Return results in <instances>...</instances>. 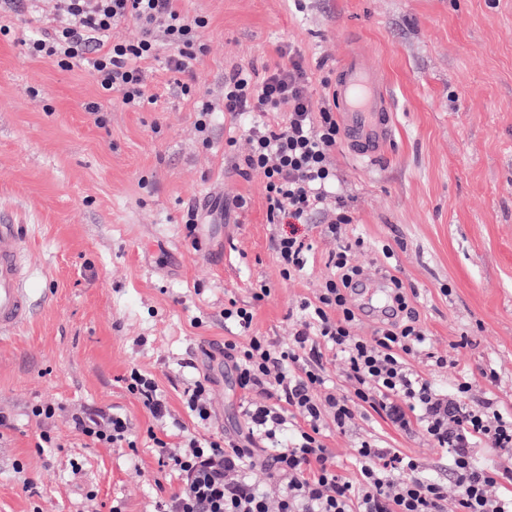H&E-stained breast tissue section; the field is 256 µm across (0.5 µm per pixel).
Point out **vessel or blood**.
Segmentation results:
<instances>
[{
  "label": "vessel or blood",
  "mask_w": 512,
  "mask_h": 512,
  "mask_svg": "<svg viewBox=\"0 0 512 512\" xmlns=\"http://www.w3.org/2000/svg\"><path fill=\"white\" fill-rule=\"evenodd\" d=\"M333 95L350 154L367 164L381 159L394 138L393 108L382 72L362 53H352L338 69ZM30 274L21 225L0 223V341L15 336L34 317Z\"/></svg>",
  "instance_id": "b4317fda"
}]
</instances>
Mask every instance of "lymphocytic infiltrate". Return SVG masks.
<instances>
[{
    "label": "lymphocytic infiltrate",
    "instance_id": "1",
    "mask_svg": "<svg viewBox=\"0 0 512 512\" xmlns=\"http://www.w3.org/2000/svg\"><path fill=\"white\" fill-rule=\"evenodd\" d=\"M127 20L141 27L138 41L113 39V29ZM206 24L204 17L183 13L177 0H56L55 25L27 44L30 55L50 59L60 69L87 66L100 96L118 94L136 112L154 103L147 93L145 60L163 59L166 70L179 76L178 92L196 98L195 126L204 138L217 112L287 111L285 124L250 127L251 148L241 173L262 177L268 223L293 227L325 211L323 233L337 241L327 262L331 274L315 300L301 302L302 316L288 344L252 335L253 305L225 304L224 320L237 333L225 338L224 358L245 396V428L188 436L177 448L154 438L160 470L179 482L159 501L157 512H512V415L491 401L469 400L466 379L456 380L452 392L444 394L411 368L410 358L420 354L439 366L446 362L432 351L413 314L414 290L389 276L394 318L382 321L369 337L353 331L359 311L351 293L361 270L351 261L354 241L342 238L343 225L353 218L335 193L332 151L341 131L329 98H313L307 70L293 48L287 64L261 78L241 69L229 72L221 102L198 95L182 76L202 52L196 31ZM162 43L169 47L164 56L158 53ZM274 246L288 279L304 269L313 248L293 230L278 235ZM332 350L344 360L351 394H336L326 385L324 357ZM123 381L153 420H166L168 406L151 374L133 367ZM364 404L442 448L447 478L430 476L418 459L372 438L355 450L357 477L342 474L323 443L325 426L331 422L345 430L355 408ZM72 423L92 443L137 448V437L120 413L76 412ZM479 444L500 451V461L482 463L474 453ZM259 465L269 475L263 486L251 479ZM451 485L457 489L453 502Z\"/></svg>",
    "mask_w": 512,
    "mask_h": 512
}]
</instances>
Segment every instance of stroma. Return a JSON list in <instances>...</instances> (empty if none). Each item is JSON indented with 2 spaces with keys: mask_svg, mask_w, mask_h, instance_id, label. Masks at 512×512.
<instances>
[{
  "mask_svg": "<svg viewBox=\"0 0 512 512\" xmlns=\"http://www.w3.org/2000/svg\"><path fill=\"white\" fill-rule=\"evenodd\" d=\"M207 18L205 51L191 69L199 94L217 96L225 73L263 74L281 50L303 53L314 96L336 80L343 59L362 49L387 82L393 144L365 165L338 141L336 191L354 221L348 239L366 279L390 271L416 296L412 305L431 346L451 366L411 361L449 388L457 377L470 398L512 414V0H179ZM54 0L0 14L13 30L0 41V221L23 225L36 315L0 344V410L17 428L0 444V512H153L178 487L160 472L150 433L179 444L196 435L243 428L240 392L221 352L230 329L225 302L255 307L252 332L287 343L293 313L315 299L336 249L321 236L322 216L299 225L314 239L301 275L283 278L274 250L278 226L266 219L263 180L236 171L249 151V117L216 113L210 144L195 130L194 102L175 91V74L149 60L148 94L157 102L127 110L99 97L88 69L69 71L30 56L23 42L53 24ZM99 102L104 126L86 111ZM235 146H227V138ZM244 197L247 205L217 213ZM201 215L198 244L185 236L188 207ZM264 300L252 299L258 283ZM153 374L170 416L154 422L122 381L130 367ZM494 370L495 381L484 378ZM213 380L210 423L189 415L182 391ZM58 405L51 422L60 445L35 446L31 404ZM119 412L138 448H104L77 436L71 414ZM417 458L443 474L445 454L403 433L370 408L324 443L341 469H353L359 441ZM40 494L28 498L24 479Z\"/></svg>",
  "mask_w": 512,
  "mask_h": 512,
  "instance_id": "35a3bbf8",
  "label": "stroma"
}]
</instances>
